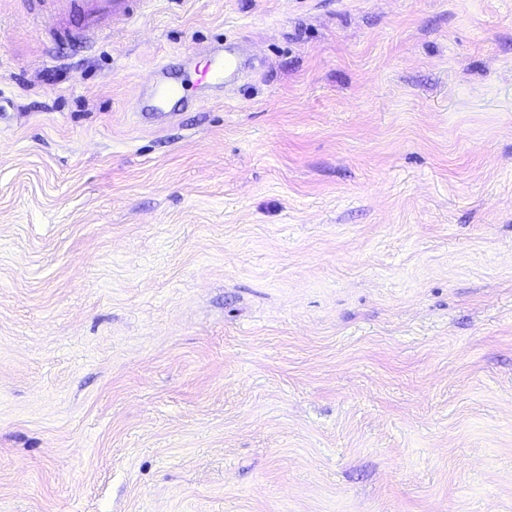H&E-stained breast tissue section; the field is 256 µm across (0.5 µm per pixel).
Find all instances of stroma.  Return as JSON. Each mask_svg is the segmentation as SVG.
<instances>
[{"mask_svg": "<svg viewBox=\"0 0 512 512\" xmlns=\"http://www.w3.org/2000/svg\"><path fill=\"white\" fill-rule=\"evenodd\" d=\"M66 11L0 0V512H512V0ZM79 2L81 22L75 34L68 25L55 24L52 28L59 40L87 43L93 35L103 33L113 23L136 22L151 0H76ZM246 63L236 42H219L210 46L206 58L195 66L196 83L214 93L226 92L228 78L241 73ZM168 79L167 67H157L148 85L132 103V112L140 118L149 117L164 123L173 116V112L188 107L189 100L183 86L174 85Z\"/></svg>", "mask_w": 512, "mask_h": 512, "instance_id": "35a3bbf8", "label": "stroma"}]
</instances>
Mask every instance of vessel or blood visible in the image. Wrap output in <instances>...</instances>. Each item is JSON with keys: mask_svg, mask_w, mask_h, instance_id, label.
Listing matches in <instances>:
<instances>
[{"mask_svg": "<svg viewBox=\"0 0 512 512\" xmlns=\"http://www.w3.org/2000/svg\"><path fill=\"white\" fill-rule=\"evenodd\" d=\"M81 22L78 30L57 24L53 32L58 39L85 43L93 35L104 32L113 23L133 24L143 16L150 0H78ZM246 66L237 43L221 42L210 47L205 59L196 65L198 84L212 92L226 91L230 76L241 73ZM189 100L183 87L172 84L166 67H157L131 109L139 117L162 123L173 113L187 107Z\"/></svg>", "mask_w": 512, "mask_h": 512, "instance_id": "obj_1", "label": "vessel or blood"}]
</instances>
